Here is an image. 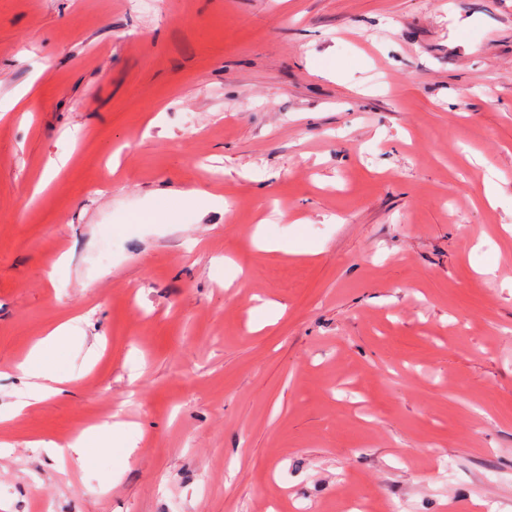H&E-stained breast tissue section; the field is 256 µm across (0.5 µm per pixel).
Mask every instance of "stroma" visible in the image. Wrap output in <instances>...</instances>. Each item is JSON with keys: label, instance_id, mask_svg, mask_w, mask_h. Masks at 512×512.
<instances>
[{"label": "stroma", "instance_id": "obj_1", "mask_svg": "<svg viewBox=\"0 0 512 512\" xmlns=\"http://www.w3.org/2000/svg\"><path fill=\"white\" fill-rule=\"evenodd\" d=\"M1 414L0 512H512V0H0ZM69 333V323L64 322L53 328L45 338L38 341L32 348L26 360L17 366V369L31 375L35 379H42L51 384L33 383V390L29 399L20 405V409L41 401L48 395H61L64 388L60 387L65 382L51 364L47 362L48 351L61 342Z\"/></svg>", "mask_w": 512, "mask_h": 512}]
</instances>
